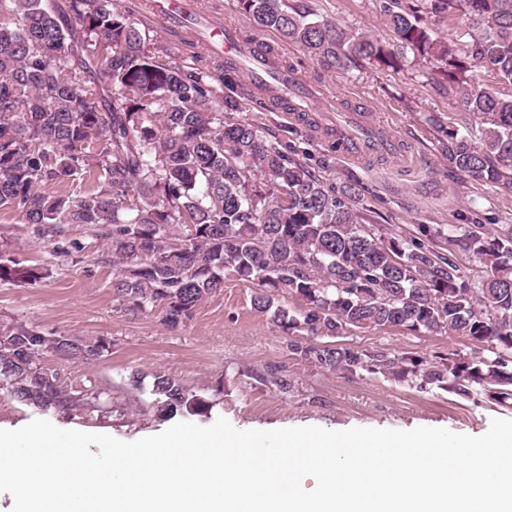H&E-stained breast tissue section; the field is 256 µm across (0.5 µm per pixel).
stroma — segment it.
I'll list each match as a JSON object with an SVG mask.
<instances>
[{
	"label": "stroma",
	"instance_id": "obj_1",
	"mask_svg": "<svg viewBox=\"0 0 512 512\" xmlns=\"http://www.w3.org/2000/svg\"><path fill=\"white\" fill-rule=\"evenodd\" d=\"M306 2L320 18L387 46L395 42L383 24L393 0ZM198 10L205 17L222 15L240 28L243 39L265 43L280 61L305 73L318 97L306 104L303 117L277 108L254 110L244 70L236 75L233 98L242 115L267 135L308 152L315 175L339 188L358 183L359 209L375 227L412 233L422 225H512V195L489 183H464L442 158L435 121L471 134L478 125L463 98L444 91L431 65L408 52L395 70L364 59L344 70H328L301 47L282 42L274 33L253 30L235 0H198ZM349 112L372 114L376 126L399 141L400 156L350 160L329 151L327 127ZM0 257L40 273L32 284L0 283V326L23 324L104 345L99 359L67 363L63 369L109 389L112 412L105 417L49 415V422L63 430L103 433L127 442L161 433L171 422L158 417L151 406L156 372L180 378L190 391L212 402L209 416L195 417L200 426L222 417L239 430L436 427L481 436L492 419H512L511 409L458 403L446 393H422L391 379H347L295 359L280 330L252 309L251 286L233 279L200 303L184 326L170 330L160 309L134 312L119 302L103 239L78 224L60 238L42 237L31 225L19 223L16 213L0 211ZM342 342L427 358L466 346L456 336L398 328L358 329L345 334ZM268 366L287 370L292 381L288 394L252 379V371ZM135 372L141 377L137 389L129 384Z\"/></svg>",
	"mask_w": 512,
	"mask_h": 512
}]
</instances>
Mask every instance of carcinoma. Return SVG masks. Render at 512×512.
Returning a JSON list of instances; mask_svg holds the SVG:
<instances>
[{"label": "carcinoma", "instance_id": "1", "mask_svg": "<svg viewBox=\"0 0 512 512\" xmlns=\"http://www.w3.org/2000/svg\"><path fill=\"white\" fill-rule=\"evenodd\" d=\"M257 31L302 47L317 63L345 69L359 58L401 67L412 52L432 64L483 121L481 136L435 121L440 151L462 180L512 194V93L483 87L473 70L512 86V0H437L436 13L465 24L466 55L427 26L422 8L385 10L388 48L288 0H237ZM146 29L114 0H0V209L38 233L83 224L106 242L114 295L140 311L160 308L175 330L234 279L253 288L252 308L286 335L288 351L347 377L381 375L458 401L512 405V226L440 224L382 238L356 209L360 189L314 177L298 151L244 117L224 97L226 61L192 67L159 60ZM261 109L280 105L253 91ZM88 192H54L89 174ZM454 246L483 275H461ZM39 272L7 259L0 282ZM289 297L296 309L278 304ZM401 327L457 334L474 345L430 361L389 348L306 343L354 328ZM98 341L48 336L23 324L0 329V391L35 410L65 416L111 412L104 391L62 380L41 359L88 361ZM253 378L284 394L276 367ZM158 416H205L210 402L165 373L153 375Z\"/></svg>", "mask_w": 512, "mask_h": 512}]
</instances>
